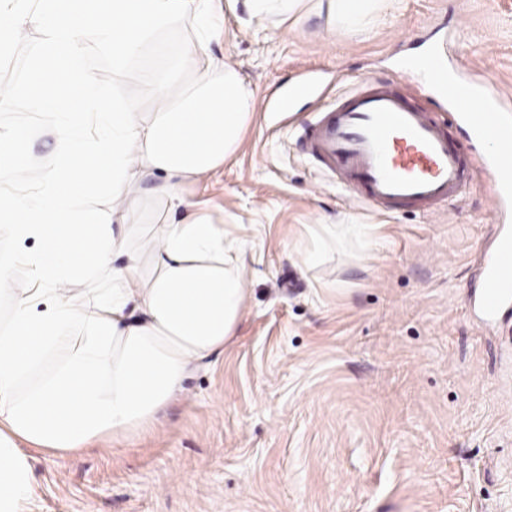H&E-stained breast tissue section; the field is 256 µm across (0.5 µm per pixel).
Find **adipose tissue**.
Instances as JSON below:
<instances>
[{"instance_id":"obj_1","label":"adipose tissue","mask_w":512,"mask_h":512,"mask_svg":"<svg viewBox=\"0 0 512 512\" xmlns=\"http://www.w3.org/2000/svg\"><path fill=\"white\" fill-rule=\"evenodd\" d=\"M221 16V0H0V56L26 26L42 32L30 80L0 109L18 98L56 117L54 161L32 185L19 178L21 137L0 128V242L15 245L0 251V512H26L29 450L64 458L149 433L237 332L246 242L183 195L237 150L254 110L241 74L212 53ZM178 21L193 36L162 47L150 115L98 89L86 44L120 69ZM145 175L168 213L148 256ZM31 238L38 250L19 249Z\"/></svg>"}]
</instances>
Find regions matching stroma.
Wrapping results in <instances>:
<instances>
[{
	"mask_svg": "<svg viewBox=\"0 0 512 512\" xmlns=\"http://www.w3.org/2000/svg\"><path fill=\"white\" fill-rule=\"evenodd\" d=\"M222 4L212 50L250 84L255 112L238 150L185 196L247 242L239 332L191 371L152 434L64 460L32 452L29 512H512V305L489 323L474 296L498 225L489 176L466 127L409 68L440 53L512 106V0H398L356 33L330 26L314 0L285 22ZM189 37L172 24L120 72L91 47L83 62L147 114L159 44ZM38 39L28 27L0 58V96L28 79ZM310 74L318 89L291 102ZM368 77L445 121L465 150L460 201L355 204L310 154L305 126ZM1 125L26 131L24 179L37 182L54 116L19 101ZM333 224L365 235L302 264Z\"/></svg>",
	"mask_w": 512,
	"mask_h": 512,
	"instance_id": "1",
	"label": "stroma"
}]
</instances>
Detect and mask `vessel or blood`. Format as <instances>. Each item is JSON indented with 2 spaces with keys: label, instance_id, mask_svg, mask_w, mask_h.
I'll list each match as a JSON object with an SVG mask.
<instances>
[{
  "label": "vessel or blood",
  "instance_id": "obj_1",
  "mask_svg": "<svg viewBox=\"0 0 512 512\" xmlns=\"http://www.w3.org/2000/svg\"><path fill=\"white\" fill-rule=\"evenodd\" d=\"M429 80L453 121L463 123L471 145L483 153L492 175L498 210L512 207V115L489 84L452 82L442 62H433ZM313 154L334 169L347 189L363 186L369 204L430 208L462 195V154L449 149L442 125L409 107L379 79L366 80L344 96L329 118L310 124ZM482 307L497 316L512 305V234L502 231L482 267Z\"/></svg>",
  "mask_w": 512,
  "mask_h": 512
}]
</instances>
